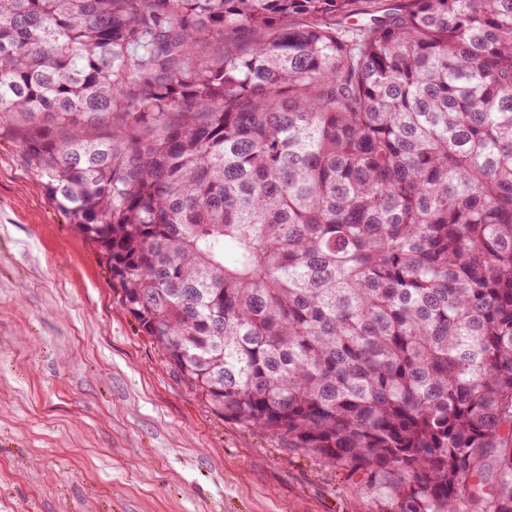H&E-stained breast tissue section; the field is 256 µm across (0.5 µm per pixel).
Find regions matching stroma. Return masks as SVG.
Wrapping results in <instances>:
<instances>
[{
	"label": "stroma",
	"mask_w": 512,
	"mask_h": 512,
	"mask_svg": "<svg viewBox=\"0 0 512 512\" xmlns=\"http://www.w3.org/2000/svg\"><path fill=\"white\" fill-rule=\"evenodd\" d=\"M212 412L0 129V512H381Z\"/></svg>",
	"instance_id": "35a3bbf8"
}]
</instances>
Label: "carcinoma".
Returning a JSON list of instances; mask_svg holds the SVG:
<instances>
[{
	"label": "carcinoma",
	"instance_id": "obj_1",
	"mask_svg": "<svg viewBox=\"0 0 512 512\" xmlns=\"http://www.w3.org/2000/svg\"><path fill=\"white\" fill-rule=\"evenodd\" d=\"M4 125L212 412L512 512V0H0Z\"/></svg>",
	"mask_w": 512,
	"mask_h": 512
}]
</instances>
